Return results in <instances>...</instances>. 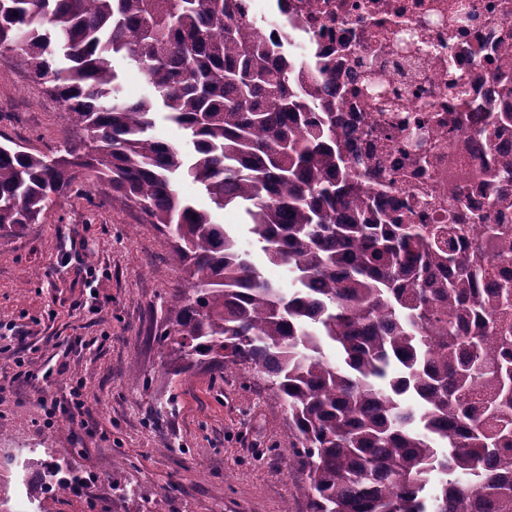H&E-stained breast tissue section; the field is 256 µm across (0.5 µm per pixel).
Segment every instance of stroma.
Listing matches in <instances>:
<instances>
[{"label": "stroma", "mask_w": 512, "mask_h": 512, "mask_svg": "<svg viewBox=\"0 0 512 512\" xmlns=\"http://www.w3.org/2000/svg\"><path fill=\"white\" fill-rule=\"evenodd\" d=\"M71 120L10 54L0 55V139L63 154ZM261 273L290 288L270 264L242 208L219 211ZM182 280L170 242L139 208L92 180L73 184L40 223L0 231V371L27 357L39 388L0 392V425L15 450L0 463V512H307L296 492L305 475L288 462V416L255 372L196 366L172 374L160 335ZM83 386L98 426L65 414L47 419L40 396L68 402ZM55 458L101 473L80 497L43 499L19 488L28 458ZM130 484L137 493H122Z\"/></svg>", "instance_id": "1"}]
</instances>
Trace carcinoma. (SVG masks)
<instances>
[{
	"instance_id": "1",
	"label": "carcinoma",
	"mask_w": 512,
	"mask_h": 512,
	"mask_svg": "<svg viewBox=\"0 0 512 512\" xmlns=\"http://www.w3.org/2000/svg\"><path fill=\"white\" fill-rule=\"evenodd\" d=\"M276 49L242 0H0V54L81 132L61 162L0 143V230L84 179L138 207L184 274L170 356L264 375L308 512H512V226L483 216L469 239L462 192L446 224L383 207L396 177L372 192L352 171L328 64ZM118 54L154 98L119 96ZM159 108L192 156L150 134ZM185 176L245 205L294 287L179 196ZM493 178L508 196L512 160Z\"/></svg>"
}]
</instances>
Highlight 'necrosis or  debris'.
I'll use <instances>...</instances> for the list:
<instances>
[{"label": "necrosis or debris", "instance_id": "necrosis-or-debris-1", "mask_svg": "<svg viewBox=\"0 0 512 512\" xmlns=\"http://www.w3.org/2000/svg\"><path fill=\"white\" fill-rule=\"evenodd\" d=\"M452 0H246L248 19L266 22L267 38L321 55L334 66L336 99L353 135L349 156L358 168L389 170L415 150L433 162L423 173L403 168L383 205L430 202L426 217L447 210L455 193L470 196L476 215L502 212L512 222V206L497 209L483 183L488 170L512 158V124L491 152H476L472 133L491 115L512 112V0H467L475 14L466 32L448 22ZM398 92L394 111H379L366 97L352 95L366 72ZM431 106L420 145L407 142L401 121Z\"/></svg>", "mask_w": 512, "mask_h": 512}]
</instances>
